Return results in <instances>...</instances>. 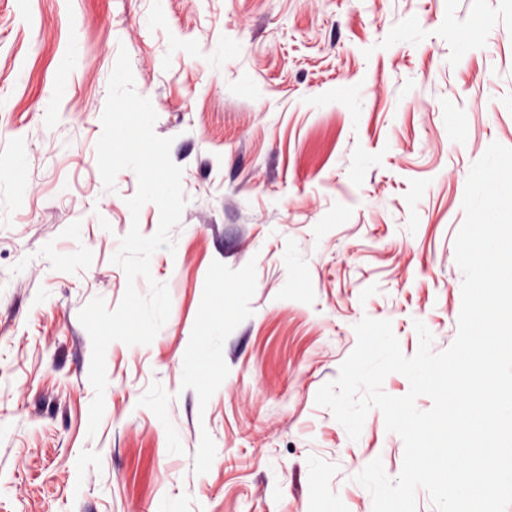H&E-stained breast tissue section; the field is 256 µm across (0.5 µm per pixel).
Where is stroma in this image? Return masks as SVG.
Masks as SVG:
<instances>
[{
    "label": "stroma",
    "instance_id": "obj_1",
    "mask_svg": "<svg viewBox=\"0 0 512 512\" xmlns=\"http://www.w3.org/2000/svg\"><path fill=\"white\" fill-rule=\"evenodd\" d=\"M127 51L186 199L151 344L112 342L89 433L78 315L128 283L159 225L97 163ZM512 148V0H0V512H373L355 472L402 470L372 409L358 440L319 388L363 317L449 348L472 164Z\"/></svg>",
    "mask_w": 512,
    "mask_h": 512
}]
</instances>
